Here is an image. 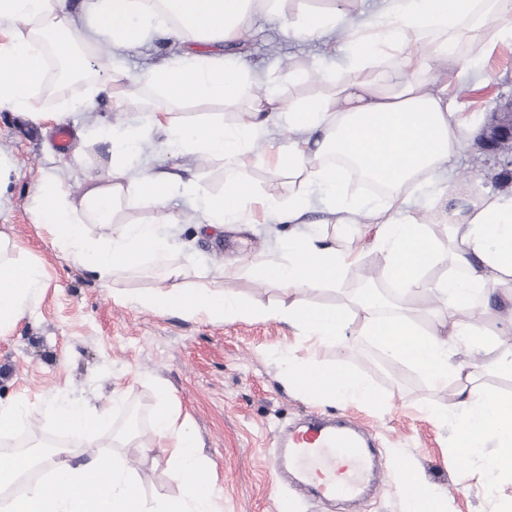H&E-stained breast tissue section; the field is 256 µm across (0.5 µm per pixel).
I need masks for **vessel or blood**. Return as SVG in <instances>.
<instances>
[{
  "label": "vessel or blood",
  "mask_w": 512,
  "mask_h": 512,
  "mask_svg": "<svg viewBox=\"0 0 512 512\" xmlns=\"http://www.w3.org/2000/svg\"><path fill=\"white\" fill-rule=\"evenodd\" d=\"M282 451L271 465L274 480L294 469L315 496L336 501L359 497L376 461L365 433L342 421L311 420L280 442Z\"/></svg>",
  "instance_id": "b4317fda"
}]
</instances>
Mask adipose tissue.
<instances>
[{"mask_svg":"<svg viewBox=\"0 0 512 512\" xmlns=\"http://www.w3.org/2000/svg\"><path fill=\"white\" fill-rule=\"evenodd\" d=\"M275 2L84 0L78 17L68 0H0V111L42 120L31 101L44 91L54 60L66 77L92 75L93 87L107 91L114 107L131 104L149 115L144 127H93L102 147L99 174L84 182L77 197L55 175H44L34 196V223L45 229L54 248L96 274L104 287L111 288L117 276L156 267V288L113 290L116 302L131 307L224 323L275 319L296 327L305 339L340 349L358 320L362 336L388 359L421 372L436 388L486 367L512 375V348L504 344L512 335V315L501 318L495 332L467 317L479 291L512 288V194L464 197L458 183L449 181L461 120L447 85L431 74L456 61L464 43L470 60H480L484 46L477 32L484 24L512 37V0H378L376 11L361 18L347 17L346 0L304 11L286 27L288 37L337 31L350 47L348 68L354 74L378 59L388 60V67L373 82L339 79L327 95L255 108L236 126L225 125L218 115L190 123L173 118L184 105L235 103L247 89L263 86L257 73L226 65L223 57L188 55L139 75L93 71L101 42L136 47L153 22L200 44L234 42L255 12H273ZM273 125L288 131L287 146L274 151L264 138ZM158 137L180 152L265 158L294 176L296 187L287 200L262 201L239 176L225 179L223 190L212 193L138 167L137 159ZM339 156L350 160V167L336 164ZM355 173L383 184L384 193L347 196L344 184ZM178 192L194 195L203 226L251 224L259 209L292 223L316 208L337 223L365 225L384 254L385 286L360 289L353 308L304 303L303 295L335 285L353 261L350 254L297 231L283 252L250 270L257 283L282 291L279 304L186 287L190 262L172 255L166 233L184 221L168 207ZM135 203L155 208L157 218L123 221V210ZM91 224L100 226L98 235L88 233ZM433 224L447 225V242L431 234ZM440 265L447 266V277L427 278V271ZM43 281L39 263L13 258L0 244L1 336L27 315ZM277 360L287 388L318 400L350 396L373 403L379 397L371 381L345 365L287 354ZM156 392L151 421L156 453L166 460L179 498L147 497L123 459L97 450L107 410L68 397L36 412L11 401L0 402L1 437L53 424L70 441L43 459L48 481L23 484V492L0 505V512H215L213 466L199 451L194 427L181 416L167 384L157 382ZM457 396V425L467 453L486 440L497 443L486 463L487 487L512 482V399L464 384Z\"/></svg>","mask_w":512,"mask_h":512,"instance_id":"1","label":"adipose tissue"}]
</instances>
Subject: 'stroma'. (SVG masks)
Returning a JSON list of instances; mask_svg holds the SVG:
<instances>
[{"instance_id":"stroma-1","label":"stroma","mask_w":512,"mask_h":512,"mask_svg":"<svg viewBox=\"0 0 512 512\" xmlns=\"http://www.w3.org/2000/svg\"><path fill=\"white\" fill-rule=\"evenodd\" d=\"M317 5V0H281L277 13L254 15L246 37L231 45L178 43L157 36L136 50L112 51L109 64L138 72L187 51L218 53L261 73L276 86L280 100L317 96L328 87L315 83L313 73L324 67L346 77L344 58L349 52L324 39L286 35L289 18ZM480 37L487 47L482 63H470L463 49L458 62L448 67V88L465 119L453 174L466 177L477 191L511 195L512 168H504L484 149L480 133L512 102V39L491 29ZM292 71L297 79H289ZM80 127L76 115L60 123H35L0 112V144L12 154L10 204L0 211V232L46 271L45 286L31 311L9 336L0 337V400H19L39 409L67 396L109 408L112 416L99 438L101 448L127 462L146 496L171 498L178 496L179 488L165 462L152 453L150 425L138 431L133 447L112 441L126 408L150 412L153 381L165 380L214 467L220 512H331L330 507L304 499L289 483L275 485L270 479L277 433L313 413L351 417L377 439L386 461L385 479L360 512H403L398 473L407 463L427 486L447 490L449 512H502L512 503L510 482L487 491L480 462L461 471L455 421L441 423L433 417L434 411L456 403L457 380L437 390L407 367L390 372L383 355L355 333L347 336L350 351L343 356L336 347L312 345L277 320L190 321L124 306L93 274L58 254L40 225L34 224L31 206L41 177L62 167L75 149L95 160L98 146L91 138L79 141ZM62 129L68 132L63 145L57 140ZM166 158L167 167L195 178L210 192L221 190L225 178L235 175L248 178L266 198L284 200L292 190L287 173L250 155L220 160L170 150ZM169 207L185 217L176 228L175 245L194 259L191 280L206 283L219 294L258 296L272 304L280 300L279 289L258 285L248 271L265 259L276 236L288 234L289 225L200 230L189 198L174 197ZM307 222L326 243L360 253L358 265L341 282L310 297L318 304L347 305L361 266L383 265L384 255L353 225L325 223L319 212L310 214ZM288 349L300 358L344 364L371 379L383 397L382 405L356 400L325 404L285 387L269 353ZM116 392L123 398L118 406L112 403Z\"/></svg>"}]
</instances>
